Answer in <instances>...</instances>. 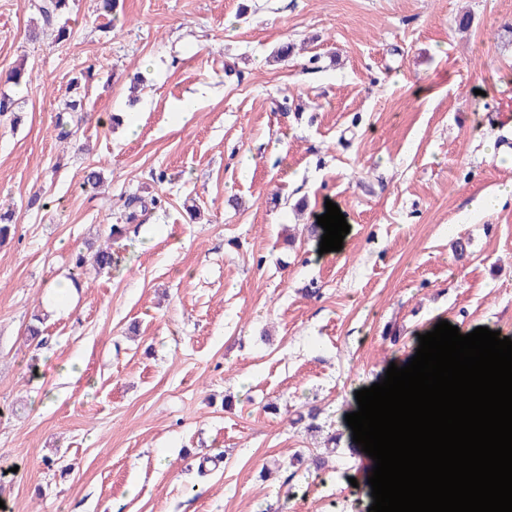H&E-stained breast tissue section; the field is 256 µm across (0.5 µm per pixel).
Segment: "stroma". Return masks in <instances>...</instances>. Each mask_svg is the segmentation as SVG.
Segmentation results:
<instances>
[{
  "label": "stroma",
  "instance_id": "stroma-1",
  "mask_svg": "<svg viewBox=\"0 0 512 512\" xmlns=\"http://www.w3.org/2000/svg\"><path fill=\"white\" fill-rule=\"evenodd\" d=\"M30 19L0 0L7 512H368L356 391L440 321L512 337V198L479 208L512 185L494 121L512 0H74L60 44L28 41ZM156 193L110 240L125 199ZM329 201L350 231L323 254L308 227ZM90 242L111 269L74 271Z\"/></svg>",
  "mask_w": 512,
  "mask_h": 512
}]
</instances>
